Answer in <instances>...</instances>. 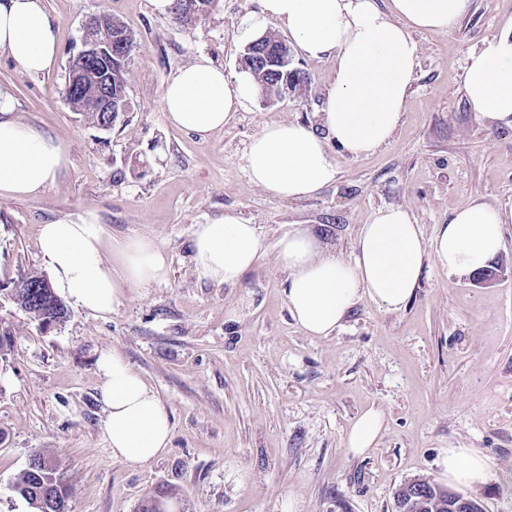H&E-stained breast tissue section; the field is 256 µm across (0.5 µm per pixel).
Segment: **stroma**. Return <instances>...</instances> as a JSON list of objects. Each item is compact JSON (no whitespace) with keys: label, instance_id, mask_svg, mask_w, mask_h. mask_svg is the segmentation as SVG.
Here are the masks:
<instances>
[{"label":"stroma","instance_id":"35a3bbf8","mask_svg":"<svg viewBox=\"0 0 512 512\" xmlns=\"http://www.w3.org/2000/svg\"><path fill=\"white\" fill-rule=\"evenodd\" d=\"M45 4L55 64L30 77L0 51V93L59 140L69 162L40 192L0 198V284L46 273L40 225L90 214L112 239L154 238L171 267L166 283L128 290L110 316L71 304L47 329L0 291V325L12 334L0 349V512H30L12 485L36 453L63 471L69 512H139L159 488L172 492L169 512H397L404 484H445L452 448L489 461L486 484L468 496L484 512H512V127L482 117L464 94L469 54L512 25V0H472L448 31L414 33L418 55L390 143L359 159L332 151L335 180L299 200L254 185L245 152L265 125H317L332 60L293 54L309 76L302 90L253 98L205 141L160 110L168 76L198 56L238 73V26L260 0H216L188 24L153 13L149 0ZM97 15L135 37L129 108L108 130L63 98L69 59ZM477 198L504 216L493 279L430 262L402 311L365 298L329 336L297 326L276 251L294 225L348 259L379 208L404 207L429 239ZM227 210L258 225L266 243L234 285L200 279L193 263L192 226ZM113 348L170 413V444L144 467L114 459L106 442L97 360ZM372 405L386 429L377 447L352 456L347 431Z\"/></svg>","mask_w":512,"mask_h":512}]
</instances>
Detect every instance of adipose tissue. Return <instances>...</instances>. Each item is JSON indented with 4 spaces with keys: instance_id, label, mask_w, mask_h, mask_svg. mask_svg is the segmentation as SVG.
Wrapping results in <instances>:
<instances>
[{
    "instance_id": "obj_1",
    "label": "adipose tissue",
    "mask_w": 512,
    "mask_h": 512,
    "mask_svg": "<svg viewBox=\"0 0 512 512\" xmlns=\"http://www.w3.org/2000/svg\"><path fill=\"white\" fill-rule=\"evenodd\" d=\"M470 5L471 0H262L260 13L245 23V39L274 22L288 30L304 57L332 56L336 66L319 127L277 123L250 142V181L274 198H306L336 178L330 147L360 158L387 145L412 81L414 32L447 31ZM0 50L29 76L52 67L58 40L45 0H0ZM256 90L249 72L226 77L202 56L171 74L160 105L170 125L204 140L230 123ZM464 91L484 118L512 126V28L470 55ZM66 164L62 144L16 119L10 98L0 94V197L34 194ZM191 235L198 276L216 283L240 282L266 249L258 226L234 211L193 225ZM38 245L57 294L95 315H110L127 289L148 288L169 276V255L153 238L111 240L92 216L41 225ZM276 247L288 272L293 318L306 335L325 337L362 297L390 312L404 309L426 262L460 276L485 268L503 247V218L496 208L475 203L457 210L428 240L407 210L390 206L361 227L350 259L326 251L301 228L283 235ZM97 368L113 458L150 464L170 443L166 406L119 351L102 353ZM384 423L380 409L364 410L346 435L348 453L362 456L374 448ZM445 470L455 486L475 488L488 478L486 457L469 448L449 449Z\"/></svg>"
}]
</instances>
